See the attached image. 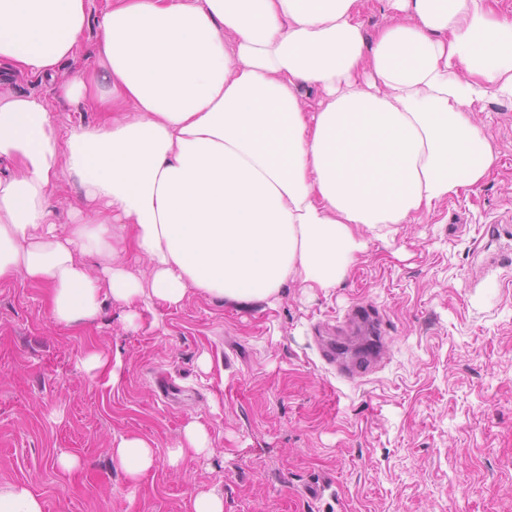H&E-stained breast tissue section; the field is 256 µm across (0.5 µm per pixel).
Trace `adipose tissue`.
<instances>
[{
	"instance_id": "obj_1",
	"label": "adipose tissue",
	"mask_w": 512,
	"mask_h": 512,
	"mask_svg": "<svg viewBox=\"0 0 512 512\" xmlns=\"http://www.w3.org/2000/svg\"><path fill=\"white\" fill-rule=\"evenodd\" d=\"M365 2L106 0L95 16L88 0H0V67L100 115L61 127L40 96L0 92V282L45 288L66 327L108 298L265 302L291 277L336 287L365 232L479 188L498 156L473 114L512 101V16L382 0L391 20L369 38ZM72 179L76 221L55 223L51 193ZM156 459L145 437L112 443L132 481Z\"/></svg>"
}]
</instances>
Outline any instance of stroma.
Masks as SVG:
<instances>
[{"label":"stroma","instance_id":"35a3bbf8","mask_svg":"<svg viewBox=\"0 0 512 512\" xmlns=\"http://www.w3.org/2000/svg\"><path fill=\"white\" fill-rule=\"evenodd\" d=\"M0 83L46 99L57 125L97 118L53 83ZM474 119L497 150L490 175L369 239L341 286L291 279L256 305L195 289L133 326L109 300L74 329L54 322L43 289L0 282V484L28 483L44 512H186L208 489L224 512H512V259L490 264L500 244L484 233L512 226V103ZM355 303L374 307L388 345L350 383L319 345ZM92 349L120 357L118 382L86 371ZM192 420L212 451L170 464ZM128 434L157 450L135 483L111 460ZM63 453L80 467L55 468ZM312 485L324 495L307 496Z\"/></svg>","mask_w":512,"mask_h":512}]
</instances>
